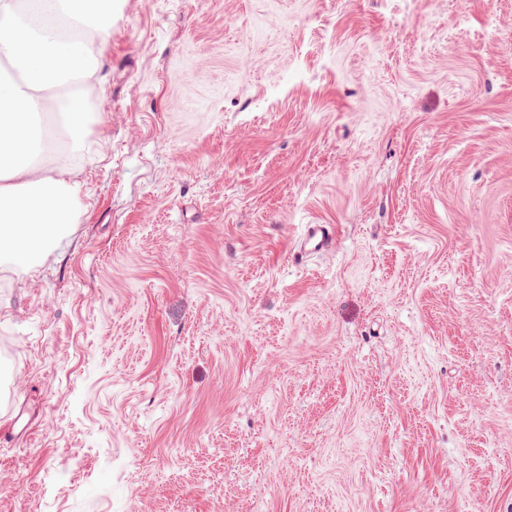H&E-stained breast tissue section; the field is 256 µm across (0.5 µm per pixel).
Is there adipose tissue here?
<instances>
[{
    "mask_svg": "<svg viewBox=\"0 0 512 512\" xmlns=\"http://www.w3.org/2000/svg\"><path fill=\"white\" fill-rule=\"evenodd\" d=\"M111 29L112 0H0V260L37 266L78 220L71 150L96 118L83 90L100 79ZM47 111L67 143L49 171L32 130Z\"/></svg>",
    "mask_w": 512,
    "mask_h": 512,
    "instance_id": "ef3b65f1",
    "label": "adipose tissue"
}]
</instances>
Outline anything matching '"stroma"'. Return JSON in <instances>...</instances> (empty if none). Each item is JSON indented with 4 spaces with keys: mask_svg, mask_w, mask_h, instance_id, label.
<instances>
[{
    "mask_svg": "<svg viewBox=\"0 0 512 512\" xmlns=\"http://www.w3.org/2000/svg\"><path fill=\"white\" fill-rule=\"evenodd\" d=\"M102 74L0 512H512V0H117ZM335 227L331 224H309L303 237L293 251V260L300 262L306 256L322 254L328 251L335 241Z\"/></svg>",
    "mask_w": 512,
    "mask_h": 512,
    "instance_id": "1",
    "label": "stroma"
}]
</instances>
